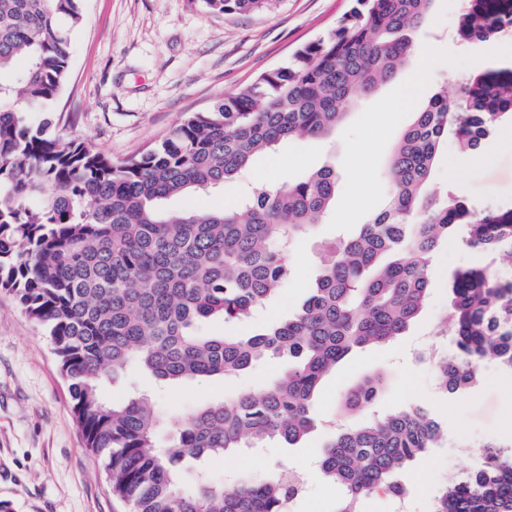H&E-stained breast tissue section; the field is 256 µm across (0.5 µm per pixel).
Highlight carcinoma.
<instances>
[{"label": "carcinoma", "mask_w": 512, "mask_h": 512, "mask_svg": "<svg viewBox=\"0 0 512 512\" xmlns=\"http://www.w3.org/2000/svg\"><path fill=\"white\" fill-rule=\"evenodd\" d=\"M81 0H0V290L47 328L86 447L105 456L112 492L131 512H284L291 467L231 488L189 466L277 440L299 444L317 426L324 377L352 351L405 334L425 309L431 261L460 242L487 261L457 270L454 351L436 365L442 392L475 387L481 365L512 375V210L477 212L430 187L441 146L477 154L512 124V66L465 74L415 113L394 148L384 208L328 248L308 299L287 320L242 336H202L200 322L246 323L290 274L289 250L335 203L323 166L281 188L259 186L221 211L177 210L189 192L224 188L253 159L293 139L332 134L359 98L394 80L416 54L433 0H355L330 35L296 52L206 112L187 115L156 147L116 162L81 138L64 141L31 114L65 84ZM209 13L248 12L263 0H200ZM512 32V0H464L455 38L479 46ZM268 357L288 359L261 393L193 411L163 441L151 399L108 402L106 381L134 365L160 385L235 376ZM380 375L339 403L347 418L373 406ZM445 427L416 406L331 434L320 458L343 487L333 512H364L373 495L408 491L405 473ZM475 468L440 488L432 512H512V441L488 442Z\"/></svg>", "instance_id": "1"}]
</instances>
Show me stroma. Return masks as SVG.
Here are the masks:
<instances>
[{
  "instance_id": "obj_1",
  "label": "stroma",
  "mask_w": 512,
  "mask_h": 512,
  "mask_svg": "<svg viewBox=\"0 0 512 512\" xmlns=\"http://www.w3.org/2000/svg\"><path fill=\"white\" fill-rule=\"evenodd\" d=\"M352 5V0H265L250 13L214 15L198 0H82L83 22L71 33L68 81L44 117L60 138H83L112 160H125L159 144L187 113L205 111L261 74L285 66L297 50L335 30ZM462 6L463 0H435L431 21L416 38L429 57L415 109L440 86H454L461 74L512 58L510 39L493 40L478 53L457 45L453 34ZM410 78V71H402L358 101L330 137L283 142L257 156L223 190L172 200L175 209L218 211L235 205L247 184L262 181L278 188L322 165L335 168L334 209L300 239L288 282L254 324L291 316L309 295L327 246L356 233L383 207L390 156L414 118L413 111L392 112L388 104ZM432 183L459 192L479 211L512 208V137L498 133L476 155L445 144ZM482 260L461 244L442 245L432 262L431 296L418 321L392 343L354 353L326 378L318 395L319 414L332 415L359 380L380 372L388 385L377 412L423 404L437 413L448 438L410 472L416 512H430L435 490L476 465V454L456 456L457 443L512 438L511 376L486 361L479 384L449 398L438 391L425 356L426 336L451 327L452 275ZM277 371V365L259 363L232 380L191 381L160 394L149 375L132 368L120 382L105 385L104 393L108 400H120L136 388L151 395L159 414L171 422L237 392L262 391ZM326 441L319 429L297 447L270 442L208 458L202 468L229 487L240 478L266 480L283 464L297 466L307 475V492L294 512H332L342 490L319 471ZM1 500L11 502L14 512H127L112 493L102 457L86 447L46 328L0 290Z\"/></svg>"
}]
</instances>
